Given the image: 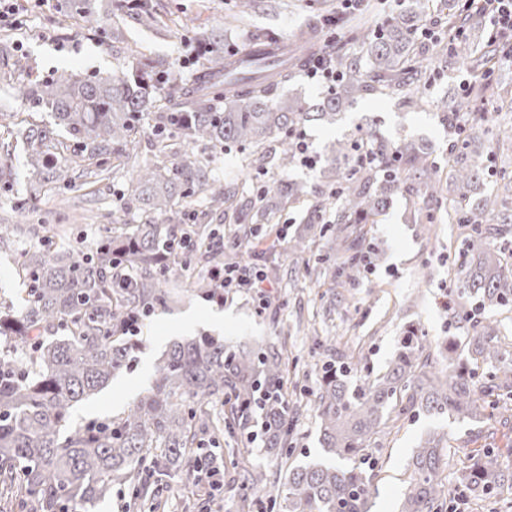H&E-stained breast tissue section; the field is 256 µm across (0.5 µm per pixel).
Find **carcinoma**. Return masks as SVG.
I'll use <instances>...</instances> for the list:
<instances>
[{
  "mask_svg": "<svg viewBox=\"0 0 512 512\" xmlns=\"http://www.w3.org/2000/svg\"><path fill=\"white\" fill-rule=\"evenodd\" d=\"M124 0H57V10L77 16L84 26L112 39L101 27L102 4L123 8ZM142 21L157 18L153 0H133ZM407 8L389 25L354 32L362 58L333 47L321 51L324 64L339 79L316 111L297 98L274 100V91L297 75L288 60L266 68L257 80L227 82L216 73H232L241 58L224 56V42L213 32H197L194 40L213 58L215 68L201 72L192 87L172 77L169 64H144L132 78L57 72L20 91L27 107L46 111L52 122L39 124L0 113V128L20 127L28 145L24 167L30 189L15 205L27 217L43 196L64 198L75 180L93 189L116 167L136 165L122 194L125 210L139 216L136 224H100L93 245L83 251L62 242L64 229L41 225L44 244L23 250L18 270L26 279L19 304L0 301V512H69L74 505L94 506L125 486L132 499L148 512L161 504L150 489V461L160 471L204 469L211 452L202 436L238 437L249 445L260 441L264 452L280 460L295 452L293 419L301 405L287 402L284 379L288 358L273 346H232L221 336H186L173 342L156 362L152 393L120 416L71 428V409L102 390L128 367L135 344L125 335L134 311L166 307L171 289L165 287L171 269L188 266L202 249L214 253L202 226L183 228L186 199L197 194L213 210L237 202L238 220L263 213L283 200L298 199L304 189L277 180L252 193L226 187L208 163L188 155L197 144L237 145L261 169L264 145L281 136L280 167L295 160V134L311 120L334 121L346 105L368 94L396 95L409 108L427 104L430 79L424 59L417 55L413 35L432 0H407ZM448 10V52L462 54L473 71L486 75L485 89L500 87L495 73L505 45L471 36L470 16L461 0H439ZM367 70L361 71L360 60ZM164 93V112H152ZM224 99V108L213 106ZM438 106L448 123V181L453 193L444 195L442 179L422 143L387 139L371 126L358 137L336 143L322 169L321 196L308 212L309 228L334 234L349 253L339 275L357 280L365 254L346 234L349 224H373L389 198L406 193L420 198L415 220L433 223L429 205L448 201V219L471 225L463 250L465 287L483 306L512 304V263L487 239L509 231L512 214L497 194H486L476 207L469 200L480 192L487 166L476 159L470 134L456 131L462 104L452 99ZM153 116L157 149L172 151L178 142L183 157L169 165L136 164L143 123ZM336 206V223L325 221ZM336 263V255H320L305 265L308 277ZM471 365L456 363L447 347L436 359L428 336L415 328L399 337L384 372L359 382L355 368L344 363L324 366L314 401L320 419L325 459L287 470L284 512H371L377 493L374 464L366 450L385 432L388 423L422 412L457 419L494 415L500 403L512 400V362H505L491 323L473 337ZM488 376L477 383V369ZM260 428L255 432L254 428ZM444 435L430 432L414 448L410 481L398 512H443L453 500L441 465ZM455 488L482 497L512 489V472L502 469L492 451L475 455L471 466L455 476ZM245 497L266 500L267 512H279L280 493L261 486L247 472Z\"/></svg>",
  "mask_w": 512,
  "mask_h": 512,
  "instance_id": "obj_1",
  "label": "carcinoma"
}]
</instances>
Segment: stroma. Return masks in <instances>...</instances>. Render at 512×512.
I'll use <instances>...</instances> for the list:
<instances>
[{
    "instance_id": "obj_1",
    "label": "stroma",
    "mask_w": 512,
    "mask_h": 512,
    "mask_svg": "<svg viewBox=\"0 0 512 512\" xmlns=\"http://www.w3.org/2000/svg\"><path fill=\"white\" fill-rule=\"evenodd\" d=\"M233 3L234 0H160V21L152 27L140 24L127 10H115L105 27L116 37L108 40L84 29L78 19L58 14L53 0H19L17 13L0 19V41L26 57L29 68L24 72L0 71V113L23 111L17 86L50 78L53 72L63 69L78 74L123 76L134 73L149 60L163 58L182 84L192 85L200 65H185L181 59L193 47V33L198 29L220 33L228 52L249 43L255 33L266 29L275 31L280 42L288 44L294 43L298 33L310 32V47L316 50L328 36V16L334 15L338 18L336 48L355 54L359 48L352 39L353 21L370 23L379 13L399 10L396 0H363L357 11L347 8L345 0H259L255 12L235 22L228 18ZM415 44L424 51L429 66L428 105L413 110L392 97L364 96L341 113L336 123L310 122L304 126L311 152L325 157L332 142L355 136L372 123L391 139L406 137L427 144L440 174H447L448 130L434 103L466 97L477 76L462 60L447 56L430 40L419 36ZM470 110L480 118L471 133L482 157L511 160L512 141L500 138L498 128L512 125V112L498 111L490 100L471 103ZM264 152L263 171L248 174L240 147L202 144L194 150L195 156L208 160L213 174L228 185L245 180L256 188L284 177L303 184L307 189L304 196L271 214L256 217L251 224L237 223L231 209L222 216L211 215L193 203L188 210L193 223L208 225L217 238L235 236L243 241L250 261L264 265L278 261L282 280L273 282L263 300L253 291L233 289L220 303L194 297L156 310L140 323L138 348L128 368L94 399L74 408L75 425L127 411L135 400L123 394L122 380L152 375L155 359L184 336L207 333L233 345L287 344L285 388L292 402L312 398L319 386L321 367L328 363L339 365L353 356L360 360L359 377L377 375L391 359L399 336L409 325L425 332L435 348L446 340H455L464 362L470 358L468 342L476 324L496 322L503 343L512 342V305L488 308L476 298H465L471 319L460 323L442 308V296L464 298L460 254L466 235L461 225L449 223L442 207L434 209V224L427 233L409 218L411 200L394 195L375 223L349 227L351 236L360 238L370 254L355 284L334 283L329 273L317 283L305 278L303 259L290 255L287 247L289 239L301 230L304 214L316 201L313 189L319 183V172L298 164L281 172L279 138H270ZM39 209L46 223L67 225L68 242L73 247L85 250L93 243L97 235L95 221L75 213L60 214L50 196L41 199ZM38 243L35 235L26 234L0 248V299L15 297L19 292L22 282L17 254ZM305 325L315 326L320 347H313L311 338L302 334ZM430 431L444 433L447 439L446 474L468 467L473 454L484 448L493 449L501 467L512 468V429L501 426L496 419L459 420L423 414L403 420L370 451L371 457L378 460L374 470L378 493L371 512H397L409 481L412 452ZM215 464L223 477L222 485L215 490L213 499L199 497L191 508L185 505L193 486L188 471L172 473L159 481V494L167 500L168 512H239L243 475L233 465L230 454L218 456Z\"/></svg>"
}]
</instances>
